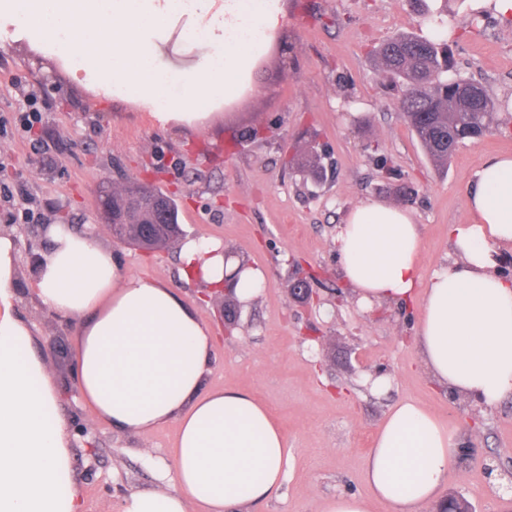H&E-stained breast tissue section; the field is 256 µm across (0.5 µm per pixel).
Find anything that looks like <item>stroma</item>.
Returning a JSON list of instances; mask_svg holds the SVG:
<instances>
[{
    "instance_id": "stroma-1",
    "label": "stroma",
    "mask_w": 512,
    "mask_h": 512,
    "mask_svg": "<svg viewBox=\"0 0 512 512\" xmlns=\"http://www.w3.org/2000/svg\"><path fill=\"white\" fill-rule=\"evenodd\" d=\"M285 10L283 28L257 62L254 89L213 105L212 118L195 128H160L139 104L73 83L61 60L0 30V230L17 240L14 312L31 326L67 425H91L72 448L84 512L165 489L160 473L172 464L178 427L131 434L95 421L83 406L74 393L80 321L38 304L31 282L45 238L41 225L16 212L25 203L83 231L100 222V190L131 180L175 194L186 237L222 241L266 275L263 291L228 329L200 285L180 277L177 249L145 253L100 238L125 270L169 285L214 329L220 341L207 387L249 391L288 441L278 494L234 512H319L326 499L367 495L364 458L403 399L446 421L469 448L438 502L459 493L475 512H512V494L500 487L501 473L512 471V395L493 408L449 396L421 366L419 302L359 306L334 243L346 212L376 200L412 212L422 278L453 260L448 227L470 220L464 195L476 169L512 153V20L478 0H450L444 12L436 0L422 9L412 0H285ZM402 33L447 40L452 77L482 84L496 103L486 135L460 145L441 170L400 120L399 93L370 58L373 46ZM30 91L41 99L42 120L23 132ZM310 144L323 166L316 177L291 163L295 146ZM44 156L55 167H43ZM309 271L315 300L305 303L289 285ZM370 373L389 377V388L365 383ZM468 417L476 434L464 428ZM438 502L418 512H436Z\"/></svg>"
}]
</instances>
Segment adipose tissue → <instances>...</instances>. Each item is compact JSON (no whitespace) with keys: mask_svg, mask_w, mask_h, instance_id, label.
<instances>
[{"mask_svg":"<svg viewBox=\"0 0 512 512\" xmlns=\"http://www.w3.org/2000/svg\"><path fill=\"white\" fill-rule=\"evenodd\" d=\"M196 19L188 66L163 62L174 17ZM281 0H0V25L42 55L62 60L78 85L137 103L161 127L194 126L214 103L239 97L283 27ZM466 224L448 229L455 260L422 279L421 231L405 208L369 201L349 210L336 252L359 304L421 295L416 342L422 365L449 393L496 406L512 393V280L498 254L512 248V155L484 160L468 185ZM33 290L42 307L83 318L75 344L82 403L101 422L142 434L178 425L170 487L135 492L118 512H230L282 487L289 448L250 394L209 390L211 329L171 288L124 270L96 235L48 225ZM16 240L0 234V512H82L61 395L31 331L13 313ZM180 273L207 294L242 304L266 277L217 240L179 247ZM448 426L410 400L391 407L364 461L368 496L325 500L320 512H417L457 463Z\"/></svg>","mask_w":512,"mask_h":512,"instance_id":"ef3b65f1","label":"adipose tissue"}]
</instances>
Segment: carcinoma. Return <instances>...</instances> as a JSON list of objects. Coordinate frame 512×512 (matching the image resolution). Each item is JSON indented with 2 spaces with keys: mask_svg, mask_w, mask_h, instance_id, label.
Listing matches in <instances>:
<instances>
[{
  "mask_svg": "<svg viewBox=\"0 0 512 512\" xmlns=\"http://www.w3.org/2000/svg\"><path fill=\"white\" fill-rule=\"evenodd\" d=\"M381 71L399 83L400 118L415 133L429 158L445 167L457 147L489 130L495 104L488 91L468 103L458 89L462 81L448 80L451 67L448 43L412 34L390 37L374 49ZM300 167L312 173L320 167V155L309 147L300 153ZM159 190L139 181L129 182L116 201L117 213L128 224L122 233L134 239L139 224H150L159 212Z\"/></svg>",
  "mask_w": 512,
  "mask_h": 512,
  "instance_id": "1",
  "label": "carcinoma"
}]
</instances>
